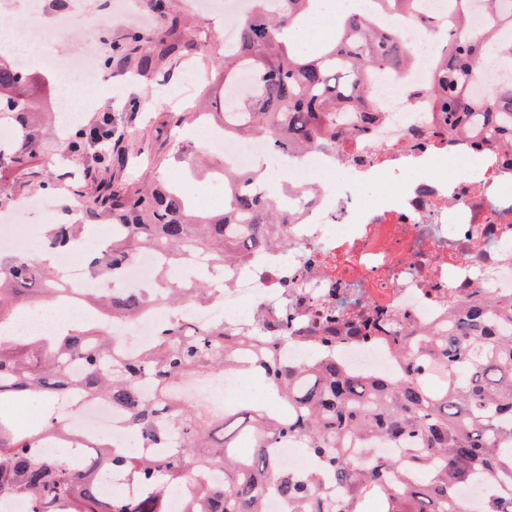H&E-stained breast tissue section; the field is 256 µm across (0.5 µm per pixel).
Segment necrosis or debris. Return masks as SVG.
I'll use <instances>...</instances> for the list:
<instances>
[{"instance_id":"4bbe7bcc","label":"necrosis or debris","mask_w":512,"mask_h":512,"mask_svg":"<svg viewBox=\"0 0 512 512\" xmlns=\"http://www.w3.org/2000/svg\"><path fill=\"white\" fill-rule=\"evenodd\" d=\"M377 20L407 42L412 63L404 74L373 76L382 111L374 126L334 149L284 156L265 137L202 125L204 148L226 164L247 170L266 159L264 186L287 218V242L221 268L203 257L168 268V278L184 286L211 282L213 299L108 322L124 356L151 346L156 329L177 314L199 327L223 320L226 331L243 337V356L269 344L280 359L316 364L335 355L355 373L393 377L399 366L389 337L444 329L473 301L512 304V169L493 153H474L467 138L439 134L426 95L439 61L437 32L407 16ZM42 24L39 0H28L8 32L16 47L49 58L69 83L97 81L91 63L53 54L54 35ZM34 208L45 221L59 219L56 202L36 195L0 215V240L16 252L28 253L40 235L15 221ZM52 259L76 289L59 304L72 323L87 316L86 296L115 287L143 291L160 272L152 251L111 280L88 279L70 253ZM68 420L89 442L107 431L120 449L140 442L108 402L84 403Z\"/></svg>"}]
</instances>
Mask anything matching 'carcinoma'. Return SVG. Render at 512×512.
Instances as JSON below:
<instances>
[{
    "mask_svg": "<svg viewBox=\"0 0 512 512\" xmlns=\"http://www.w3.org/2000/svg\"><path fill=\"white\" fill-rule=\"evenodd\" d=\"M239 25L235 45L214 68L219 86L239 73L252 75L248 98L224 112V130L262 135L279 153L333 148L336 140L367 128L380 116L370 78L395 71L410 59L401 37L376 24L374 15L411 14L417 0H372L371 14L351 13L339 24L337 39L315 56L297 52L287 32L304 21L314 0H282L276 13L254 0ZM483 38L467 33L469 0H454L447 43L429 89L432 108L442 112L448 132L469 131L471 119L484 127L474 140L512 152V79L495 86L483 101L471 93L473 78L487 55L512 62V0H482ZM196 34L172 29L159 53L196 50ZM38 77L21 70L0 52V210L49 181L33 170L44 129L37 101ZM93 134L75 129L67 145L82 155ZM229 188V205L220 212L200 211L167 176L80 202L74 190L65 211H79L80 222L48 224L45 251L69 250L85 228L101 221L121 225L99 255L87 260L91 277L108 276L140 252L153 250L169 264L206 255L222 267L243 262L267 248L273 225L286 223L272 195H258L263 180L256 168L214 170ZM64 278L51 264L36 263L11 250L0 252V325L19 311L64 296ZM210 300L203 285L184 288L166 283L143 292H112L91 300L90 324H77L53 336L0 335V404L41 396L47 413L30 430L0 413V503L23 499L29 512H167V503L185 481L196 478V504L184 512H262L270 489L288 502V512H468L450 491L480 479L497 486L481 512H512V305L472 302L448 327L426 336L396 338L399 376H360L337 359L317 365L261 360L279 413L225 406L220 418L205 419L178 393L181 384L229 366L224 320L197 329L184 318L159 327L151 347L132 358L117 355L106 323L135 319L160 303L182 307ZM79 391L87 401L110 400L154 457L114 451L100 442L84 449L58 417L60 405ZM51 439L76 453L68 465L40 451ZM255 451L246 461L240 442ZM294 442L319 462V474L297 473L269 454L278 442ZM379 443L397 452L386 458L361 454ZM222 472L219 482L203 474ZM118 474L137 493H106L102 482ZM336 485V497L320 477Z\"/></svg>",
    "mask_w": 512,
    "mask_h": 512,
    "instance_id": "obj_1",
    "label": "carcinoma"
}]
</instances>
